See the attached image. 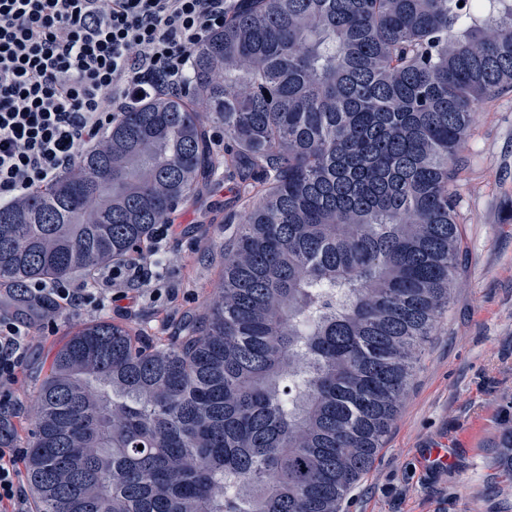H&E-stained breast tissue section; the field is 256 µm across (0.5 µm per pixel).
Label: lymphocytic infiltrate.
<instances>
[{
	"mask_svg": "<svg viewBox=\"0 0 512 512\" xmlns=\"http://www.w3.org/2000/svg\"><path fill=\"white\" fill-rule=\"evenodd\" d=\"M239 0H0V205L66 173L99 145L140 97L190 89L195 49L221 31ZM146 253L102 266L93 282L33 283L26 300L48 325L109 310L133 282L148 281ZM22 322L0 316V389L22 364ZM21 449L0 442V512L27 501Z\"/></svg>",
	"mask_w": 512,
	"mask_h": 512,
	"instance_id": "lymphocytic-infiltrate-1",
	"label": "lymphocytic infiltrate"
}]
</instances>
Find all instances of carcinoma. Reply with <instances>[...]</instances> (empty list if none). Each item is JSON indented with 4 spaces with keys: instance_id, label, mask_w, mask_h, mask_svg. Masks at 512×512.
I'll return each mask as SVG.
<instances>
[{
    "instance_id": "obj_1",
    "label": "carcinoma",
    "mask_w": 512,
    "mask_h": 512,
    "mask_svg": "<svg viewBox=\"0 0 512 512\" xmlns=\"http://www.w3.org/2000/svg\"><path fill=\"white\" fill-rule=\"evenodd\" d=\"M505 89L512 0H240L187 94L0 207V287L91 273L191 200L209 123L249 207L224 217V304L166 342L100 319L57 351L38 512H339L448 308L463 144Z\"/></svg>"
}]
</instances>
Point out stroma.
Returning <instances> with one entry per match:
<instances>
[{
    "label": "stroma",
    "instance_id": "obj_1",
    "mask_svg": "<svg viewBox=\"0 0 512 512\" xmlns=\"http://www.w3.org/2000/svg\"><path fill=\"white\" fill-rule=\"evenodd\" d=\"M457 184L465 252L447 312L423 347L409 391L371 468L339 512H512V480L501 468L502 432L512 428V91L474 112ZM247 221L235 182L223 167L200 183L176 216L159 252L161 274L115 303L110 317L155 340L222 300L224 217ZM98 311L47 329L31 320L25 356L11 387L17 413L1 427L25 447L37 380L46 377L70 333ZM448 451L447 465L429 460Z\"/></svg>",
    "mask_w": 512,
    "mask_h": 512
}]
</instances>
